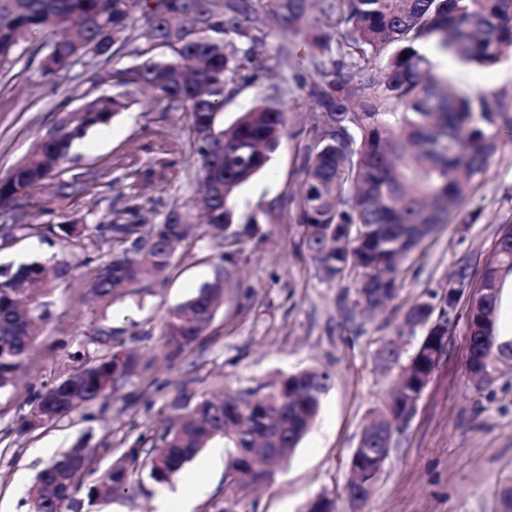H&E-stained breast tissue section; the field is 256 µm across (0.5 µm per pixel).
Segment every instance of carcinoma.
I'll list each match as a JSON object with an SVG mask.
<instances>
[{"mask_svg": "<svg viewBox=\"0 0 512 512\" xmlns=\"http://www.w3.org/2000/svg\"><path fill=\"white\" fill-rule=\"evenodd\" d=\"M155 0L137 24L128 0H0V61L23 56L28 35L49 32L47 57L54 66L42 75L65 74L76 55L90 47L111 59L112 48L139 46V63L107 73L122 88L68 112L39 138L9 176L0 181V205L58 176L74 140L104 127L128 108V88L154 92L184 108L189 136L205 188L203 221L237 246L255 238L251 217L234 223V192L267 165L286 129L285 112L263 102L224 125L221 111L265 52L277 24L308 45L307 96L310 139L305 178L295 222L322 280L353 277L356 303L376 311L401 288V269L423 242L459 213L467 189L481 183L501 143L512 139V95L459 89L450 74L420 51L432 45L462 64L493 67L512 54V0ZM190 214L169 210L151 225L145 247L139 225L99 224L95 230L116 248L89 288L105 303L150 284L170 269L175 247L191 235ZM504 272H512V230L498 241L485 267L480 291L469 296L468 370L495 371L512 359V345L491 350L483 330L494 329ZM464 270L448 287L413 302L404 314L409 332L421 339L400 367L385 407L361 433L350 465L345 497L351 507L371 495L389 457L393 437L413 417L444 349L448 321L435 316L471 288ZM230 269L174 307L166 320L167 342L181 350L207 335L224 297L233 292ZM52 279L40 262L0 272V389L14 384L36 342L33 327L51 316ZM440 299L435 303L434 299ZM93 342L106 351L34 400L23 418L29 431L57 421L83 404L105 400L141 372V359L112 342L101 328ZM331 385L328 372L307 368L260 384L261 393L241 387L222 399L180 391L170 400L161 425L139 436L88 489V504L102 496H134L145 482H171L209 443L221 438L228 455L225 506L235 512L243 493L269 483L272 465L284 462L306 435ZM89 462L78 445L36 476L24 505L27 512H81L74 498Z\"/></svg>", "mask_w": 512, "mask_h": 512, "instance_id": "cac0c4a2", "label": "carcinoma"}]
</instances>
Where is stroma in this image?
<instances>
[{"instance_id": "obj_1", "label": "stroma", "mask_w": 512, "mask_h": 512, "mask_svg": "<svg viewBox=\"0 0 512 512\" xmlns=\"http://www.w3.org/2000/svg\"><path fill=\"white\" fill-rule=\"evenodd\" d=\"M45 33L29 38L32 52L0 64V179L65 115L111 92L102 76L117 63L85 58L58 79L41 74ZM287 30L271 31L254 81L224 104L225 122L252 105L277 100L288 113L287 133L264 170L235 193L237 222L257 218L260 236L235 258V290L211 323L210 339L175 352L163 338L169 311L211 280L223 250L203 224L182 242L164 279L110 304L92 302L88 288L112 254V242L92 228L121 216L123 223L160 221L171 208L194 210L201 174L187 134L183 109L166 106L152 92L134 89L130 106L104 127L74 142L63 173L17 195L0 209V268L22 263H69L54 282L51 318L14 386L0 391V512L23 505L37 473L59 453L85 443L91 464L84 482L99 481L136 438L162 418L181 389L219 391L265 381L302 367L329 371L332 383L320 412L288 462L267 486L249 491L240 512H301L312 497L335 498L351 512L342 489L352 453L372 415L387 400L396 369L378 359L385 340L398 337L404 313L417 299L441 291L460 261L481 275L501 236L512 229V142H504L481 185L464 199L458 219L425 241L405 274L398 295L375 316H364L353 289L318 276L300 248L293 220L303 180L310 103L294 78H283ZM470 91L512 92V59L491 68L465 66L451 73ZM16 232H8V225ZM469 306L460 300L447 314L446 350L424 389L414 416L400 433L362 512H504L502 493L512 486V366L476 387L468 372ZM111 328L114 344L138 352L148 368L111 398L38 430L20 432L34 397L76 369L74 353L94 358L102 347L90 338ZM227 454L223 440L207 448L168 484L180 492L183 512H204L224 499ZM160 486L137 498L103 497L82 512H156Z\"/></svg>"}]
</instances>
